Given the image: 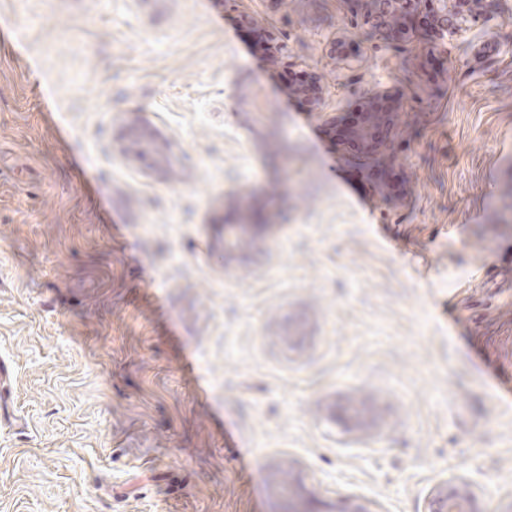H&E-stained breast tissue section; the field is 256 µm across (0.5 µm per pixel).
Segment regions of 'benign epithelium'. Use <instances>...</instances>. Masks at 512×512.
<instances>
[{"mask_svg":"<svg viewBox=\"0 0 512 512\" xmlns=\"http://www.w3.org/2000/svg\"><path fill=\"white\" fill-rule=\"evenodd\" d=\"M362 15L373 32L383 39L409 42L417 35L418 25L427 23L433 36L460 35L467 23H476L481 15L482 0H363ZM359 119L349 123L346 141L356 143L364 153L375 152L387 143V113L369 103L367 111L357 113ZM119 142L124 147L146 145L154 152L156 170L167 171L166 159L172 156L171 145L155 131L132 118L122 128ZM347 431L357 439L374 436L375 424L364 413H355L345 423ZM288 499L302 505L295 512H319L306 479L295 464L288 463ZM428 512H487L483 494L464 480L449 479L433 489Z\"/></svg>","mask_w":512,"mask_h":512,"instance_id":"obj_1","label":"benign epithelium"}]
</instances>
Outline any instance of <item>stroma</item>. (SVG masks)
Masks as SVG:
<instances>
[{
	"label": "stroma",
	"mask_w": 512,
	"mask_h": 512,
	"mask_svg": "<svg viewBox=\"0 0 512 512\" xmlns=\"http://www.w3.org/2000/svg\"><path fill=\"white\" fill-rule=\"evenodd\" d=\"M378 94L370 184L320 116ZM132 117L173 176L119 149ZM1 359L0 512H291V460L319 512L449 478L505 512L512 0L416 44L346 0H0Z\"/></svg>",
	"instance_id": "obj_1"
}]
</instances>
